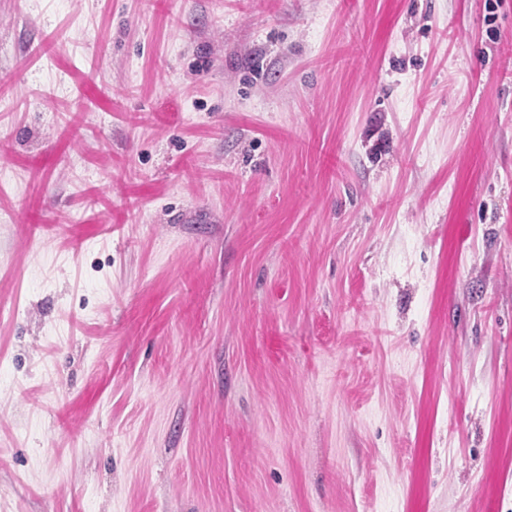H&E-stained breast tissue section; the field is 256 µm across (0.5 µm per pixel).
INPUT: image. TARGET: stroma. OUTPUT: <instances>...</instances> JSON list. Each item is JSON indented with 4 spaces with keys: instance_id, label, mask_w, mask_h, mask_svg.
I'll return each mask as SVG.
<instances>
[{
    "instance_id": "obj_1",
    "label": "stroma",
    "mask_w": 512,
    "mask_h": 512,
    "mask_svg": "<svg viewBox=\"0 0 512 512\" xmlns=\"http://www.w3.org/2000/svg\"><path fill=\"white\" fill-rule=\"evenodd\" d=\"M0 512H512V0H0Z\"/></svg>"
}]
</instances>
